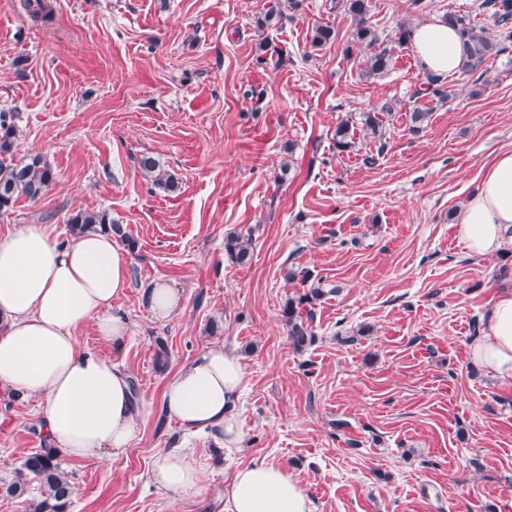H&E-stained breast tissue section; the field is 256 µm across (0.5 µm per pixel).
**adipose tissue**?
<instances>
[{"label": "adipose tissue", "instance_id": "1", "mask_svg": "<svg viewBox=\"0 0 512 512\" xmlns=\"http://www.w3.org/2000/svg\"><path fill=\"white\" fill-rule=\"evenodd\" d=\"M423 67L437 74L461 68L459 37L451 25L430 21L410 30ZM512 226V150L499 152L458 219L457 234L470 254L503 249ZM128 255L110 233L89 230L60 243L48 225L26 224L0 236V391L38 401L48 443L68 457L114 460L140 428L163 412L185 435L212 439L226 452L243 447L238 416L245 378L240 358L213 344L184 363L160 399L135 397L120 363L81 347L76 333L93 324L98 338L121 349L130 322L118 304L129 282ZM142 305L156 320L183 310L184 293L156 278L140 288ZM471 361L512 384V291L498 294L485 331L468 348ZM150 483L178 498L196 490L201 474L183 449L158 453ZM224 512H314L288 471L274 460L237 467L224 491Z\"/></svg>", "mask_w": 512, "mask_h": 512}]
</instances>
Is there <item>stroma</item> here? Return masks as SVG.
<instances>
[{
  "instance_id": "obj_1",
  "label": "stroma",
  "mask_w": 512,
  "mask_h": 512,
  "mask_svg": "<svg viewBox=\"0 0 512 512\" xmlns=\"http://www.w3.org/2000/svg\"><path fill=\"white\" fill-rule=\"evenodd\" d=\"M0 0V111L13 113L16 158L42 154L54 180L39 200L0 212V235L49 224L60 242L81 211L124 226L132 286L122 350L93 325L82 346L122 363L136 393L160 398L186 361L215 342L245 370L243 448L227 454L159 415L126 454L57 461L73 488L67 512H224L236 467L284 463L315 512H512V385L467 356L496 295L512 290V227L501 252L469 254L455 232L484 169L512 149V38L481 0H369L392 63L367 76L347 55L353 21L332 0ZM471 13L503 46L473 74L441 76L449 98L399 26ZM335 37L316 47V25ZM391 106L383 140L338 124ZM427 126L409 130L413 107ZM151 155L177 187L138 167ZM252 239L234 263L224 237ZM307 270L308 283L289 279ZM184 291L182 315L153 320L141 284ZM314 342L295 350L282 316L305 285ZM182 446L200 492L173 500L148 481L160 450ZM48 443L36 402L0 395V512H30L3 487Z\"/></svg>"
}]
</instances>
